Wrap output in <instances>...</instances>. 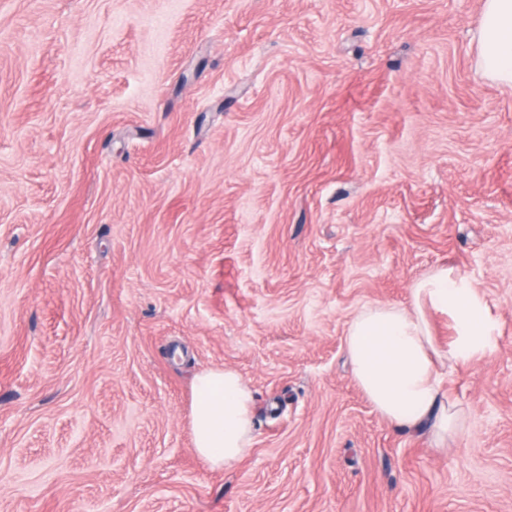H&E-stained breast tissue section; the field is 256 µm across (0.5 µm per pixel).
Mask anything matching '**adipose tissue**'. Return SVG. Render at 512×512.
Instances as JSON below:
<instances>
[{"label": "adipose tissue", "mask_w": 512, "mask_h": 512, "mask_svg": "<svg viewBox=\"0 0 512 512\" xmlns=\"http://www.w3.org/2000/svg\"><path fill=\"white\" fill-rule=\"evenodd\" d=\"M477 65L512 88V0H483ZM448 315L454 335L440 349L426 310ZM498 323L465 277L444 267L412 286L410 306L375 303L352 319L346 347L353 376L375 410L396 426L428 427L437 445L462 431L463 414L444 389L440 364L474 361L493 344ZM191 428L196 453L213 468L238 463L253 441L254 398L239 373L214 368L192 382Z\"/></svg>", "instance_id": "obj_1"}]
</instances>
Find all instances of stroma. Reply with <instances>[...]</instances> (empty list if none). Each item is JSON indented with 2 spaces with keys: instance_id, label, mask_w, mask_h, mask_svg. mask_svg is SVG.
Returning <instances> with one entry per match:
<instances>
[{
  "instance_id": "obj_1",
  "label": "stroma",
  "mask_w": 512,
  "mask_h": 512,
  "mask_svg": "<svg viewBox=\"0 0 512 512\" xmlns=\"http://www.w3.org/2000/svg\"><path fill=\"white\" fill-rule=\"evenodd\" d=\"M483 0H0V512H512V89ZM491 305L447 447L353 378L364 307ZM238 371L254 439L193 447ZM476 40L479 69L489 80L512 88V0H483ZM191 428L196 453L212 468L238 463L253 441L254 398L239 373L214 368L192 382Z\"/></svg>"
}]
</instances>
